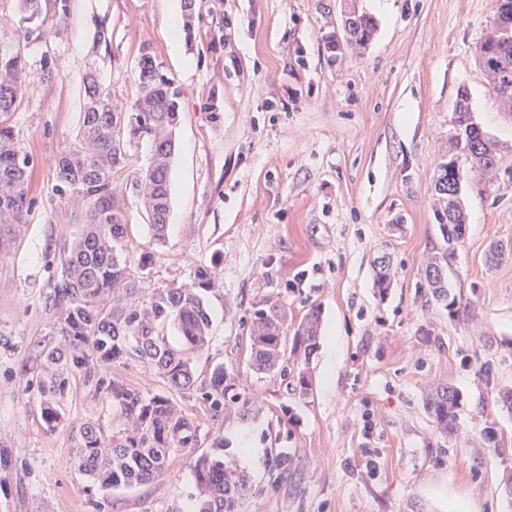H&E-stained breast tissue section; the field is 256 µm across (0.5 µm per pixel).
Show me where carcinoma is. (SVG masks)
Here are the masks:
<instances>
[{
    "label": "carcinoma",
    "instance_id": "obj_1",
    "mask_svg": "<svg viewBox=\"0 0 512 512\" xmlns=\"http://www.w3.org/2000/svg\"><path fill=\"white\" fill-rule=\"evenodd\" d=\"M69 0H21L18 38L47 43L61 37ZM353 38L361 43L374 30L371 18H352ZM479 65L496 98L512 112V0H498L489 31L478 46ZM27 59L21 52L0 50V232L23 222L28 195L31 157L24 151L10 122L26 93ZM142 95L130 107L112 105V91L89 67L84 76L85 104L77 139L58 160L53 192L61 200L85 202V219L76 240L63 251L60 271L52 285L55 319L51 333L58 337L41 351V413L47 429L58 425L73 381L95 383L102 399L126 427L106 432L96 421L79 430L72 465L101 491L146 484L163 474L175 452L197 444V427L189 415L166 394L148 395L104 373L115 365L140 362L156 370L167 386L181 394L195 384L194 367L186 351H202L209 343L211 316L204 294L215 287V267L200 265L193 279L176 287H144L125 253L126 224L116 206L114 174L124 168L130 149L151 143V161L133 183L142 193L153 240L162 244L168 235L170 167L175 151L174 130L180 118L179 92L162 63L146 51L138 63ZM456 132L448 161L439 165L435 191L442 202L437 211L447 247L425 269L443 271L453 245L466 230V215L459 200L463 156L484 177L497 169L496 144L473 122L466 92L455 106ZM454 195L447 198L448 186ZM390 265L379 266L374 286L383 294L391 283ZM423 285L434 300L454 311L447 277L424 276ZM319 307L313 305L298 324L289 321L288 306L266 300L251 314L248 327L247 367L274 377L289 357L309 359L319 346ZM177 329L182 346H172L165 334ZM238 372L216 364L206 385L205 398L215 409L236 387ZM426 407L443 434L458 430L459 393L440 386L426 397ZM199 488L196 512H238L248 480L222 459L203 456L193 466Z\"/></svg>",
    "mask_w": 512,
    "mask_h": 512
}]
</instances>
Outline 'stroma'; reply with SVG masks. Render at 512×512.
Instances as JSON below:
<instances>
[{
    "instance_id": "35a3bbf8",
    "label": "stroma",
    "mask_w": 512,
    "mask_h": 512,
    "mask_svg": "<svg viewBox=\"0 0 512 512\" xmlns=\"http://www.w3.org/2000/svg\"><path fill=\"white\" fill-rule=\"evenodd\" d=\"M18 0H0V48L32 63L29 89L11 122L31 156L29 209L0 251V512H193L194 460L223 444L246 475L241 512H424L420 489L447 483L483 512H512V115L479 67L477 48L496 0H70L61 38L19 44ZM356 12L375 30L347 42ZM189 22L172 47L169 19ZM107 18L110 50L96 48ZM181 93L170 175L168 236L155 245L131 183L150 162L131 150L115 179L132 260L148 256V282L188 283L215 266L206 293V350L191 353L196 388L177 402L198 428L144 485L98 491L72 465L83 423L118 427L94 386L73 383L63 422L41 416L36 359L50 340L48 300L63 247L85 216L81 201L54 194L53 172L74 141L83 75L96 64L115 106L141 94L143 46ZM58 71L41 75L43 51ZM467 92L472 117L498 144L496 181L467 173V230L455 244L448 283L455 312L422 288L421 270L445 242L435 211L438 166L448 159L454 108ZM220 107L205 112L207 102ZM506 246L496 265L486 254ZM388 256L386 294L373 264ZM301 320L321 308V337L307 372L273 378L246 365L247 327L265 299ZM237 369L238 399L209 409L203 388L216 363ZM461 395L460 430L445 436L425 409L431 387ZM288 474L275 479L279 454Z\"/></svg>"
}]
</instances>
